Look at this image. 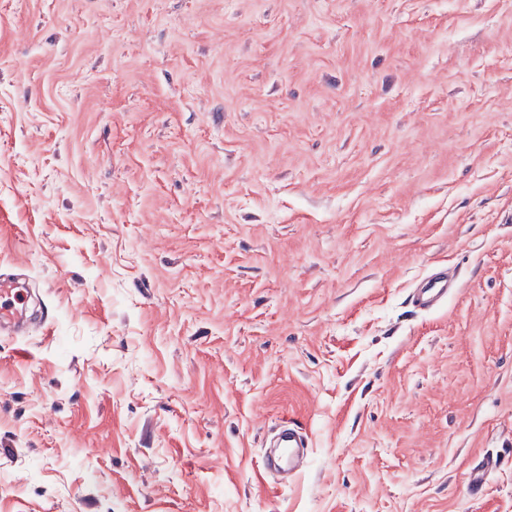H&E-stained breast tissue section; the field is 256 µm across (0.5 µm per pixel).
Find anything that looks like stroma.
<instances>
[{
  "mask_svg": "<svg viewBox=\"0 0 512 512\" xmlns=\"http://www.w3.org/2000/svg\"><path fill=\"white\" fill-rule=\"evenodd\" d=\"M0 264V512H512V0H0ZM30 288L13 273L0 269V333L17 334L18 329L38 319ZM457 291V282L448 271L439 270L417 282L409 293L412 307L418 311H431L448 301ZM281 442L275 448H288V465H280L266 459L264 467L268 470L275 471L276 474L283 480L288 481L291 479L298 466L294 463V457L300 452V449L307 448L308 442L304 434L301 433L299 428L291 420L286 421L282 425Z\"/></svg>",
  "mask_w": 512,
  "mask_h": 512,
  "instance_id": "stroma-1",
  "label": "stroma"
}]
</instances>
